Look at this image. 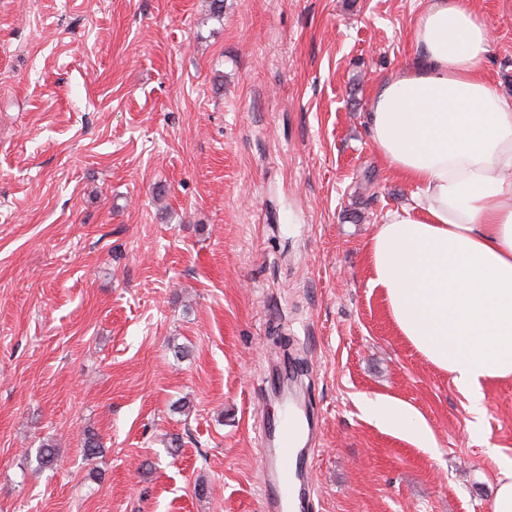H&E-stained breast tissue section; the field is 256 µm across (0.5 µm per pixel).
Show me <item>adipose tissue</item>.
<instances>
[{"mask_svg": "<svg viewBox=\"0 0 512 512\" xmlns=\"http://www.w3.org/2000/svg\"><path fill=\"white\" fill-rule=\"evenodd\" d=\"M416 57L375 87L369 132L415 186L369 245L371 283L400 336L486 413L483 385L512 378V100L484 74L491 31L475 0H433L415 21ZM380 425L432 445L425 421L370 400Z\"/></svg>", "mask_w": 512, "mask_h": 512, "instance_id": "adipose-tissue-1", "label": "adipose tissue"}]
</instances>
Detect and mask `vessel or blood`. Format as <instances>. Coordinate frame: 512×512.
Returning a JSON list of instances; mask_svg holds the SVG:
<instances>
[{
    "label": "vessel or blood",
    "instance_id": "vessel-or-blood-1",
    "mask_svg": "<svg viewBox=\"0 0 512 512\" xmlns=\"http://www.w3.org/2000/svg\"><path fill=\"white\" fill-rule=\"evenodd\" d=\"M314 428L312 416L295 397H288L284 411L260 432L266 477L263 501L267 512H286L289 501L304 505L311 499L312 460L306 453Z\"/></svg>",
    "mask_w": 512,
    "mask_h": 512
}]
</instances>
